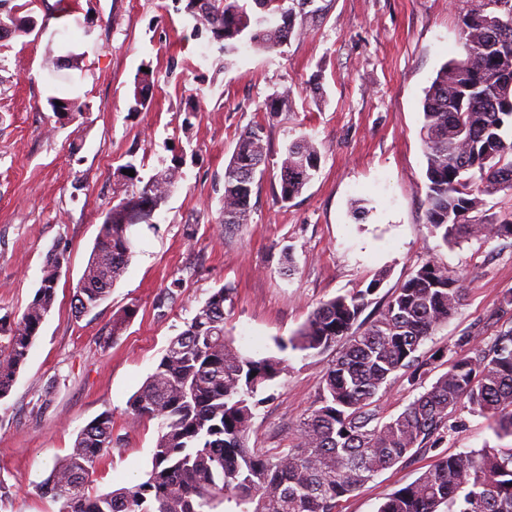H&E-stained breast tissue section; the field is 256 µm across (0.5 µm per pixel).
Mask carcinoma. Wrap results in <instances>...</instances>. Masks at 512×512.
<instances>
[{"mask_svg": "<svg viewBox=\"0 0 512 512\" xmlns=\"http://www.w3.org/2000/svg\"><path fill=\"white\" fill-rule=\"evenodd\" d=\"M1 31L30 33L37 20L4 9ZM186 10L230 54L245 35L260 51H273L324 18L331 0H208L206 13ZM463 60L443 64L426 91L420 130L427 157L425 223L444 244L474 238L512 237V218L482 215L486 198L512 194V0H471L461 17ZM62 102L63 106L56 105ZM52 110L73 121L88 105L67 95L49 99ZM289 93H275L263 111L282 112ZM266 127L241 131L224 167V230L249 223L251 199L263 181ZM320 169L316 143L303 136L277 165L273 196L287 203ZM116 196L100 225L74 294L75 313L98 308L134 255L132 227L151 224L176 188L173 172L144 180ZM64 253L53 249L33 299L16 320L0 317V400L9 396L20 368L56 297ZM381 279L352 295L321 303L282 349L335 351L323 384L300 418L288 448L267 454L247 444L258 389L286 368L276 357L255 359L237 350L226 332L233 290H216L165 349L154 372L132 397L128 418L157 421L147 478L96 494L90 478L116 443L112 415L103 413L76 436L70 453L54 461L42 484L59 512H336L341 498L412 449L434 448L448 436V416L460 411L491 421L500 441L512 439V327L490 343L467 335L459 352L428 388L386 420L376 396L393 375L423 383L442 354H418L425 339L448 323L464 297V275L434 261L424 263L397 288L366 324L359 318ZM135 314L112 317L108 344ZM512 512V445L470 448L442 456L418 478L393 492L378 512Z\"/></svg>", "mask_w": 512, "mask_h": 512, "instance_id": "carcinoma-1", "label": "carcinoma"}]
</instances>
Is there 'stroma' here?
<instances>
[{
	"label": "stroma",
	"mask_w": 512,
	"mask_h": 512,
	"mask_svg": "<svg viewBox=\"0 0 512 512\" xmlns=\"http://www.w3.org/2000/svg\"><path fill=\"white\" fill-rule=\"evenodd\" d=\"M38 25L0 40V317L32 300L50 249L66 251L56 301L12 393L0 400V512H59L40 491L55 459L102 413L119 443L93 476L106 493L145 479L156 421L130 423L128 401L170 340L222 287L235 305L226 329L256 357L283 356L285 371L262 391L248 445L287 447L316 400L331 353L279 350L320 303L382 285L361 315L370 320L422 264L465 275L457 313L420 348L440 351L444 373L463 336L493 340L512 318L493 319L512 292V238L444 244L425 222L422 102L440 67L466 55L459 17L469 0H333L324 19L283 47L249 40L224 54L179 0H11ZM78 68L56 67L67 50ZM153 73L148 107L130 111L135 76ZM289 91L290 111L263 113ZM89 102L87 119L61 125L48 100ZM263 123L264 182L249 224L220 222L224 167L240 132ZM311 137L320 170L302 193L276 202L271 183L285 148ZM135 161L141 177L172 168L178 187L133 228L135 254L109 298L76 316L72 298L114 196V172ZM366 209L355 219L353 202ZM137 314L101 344L112 317ZM439 447L417 448L378 473L336 512H377L438 457L496 444L486 418L455 412Z\"/></svg>",
	"instance_id": "obj_1"
}]
</instances>
